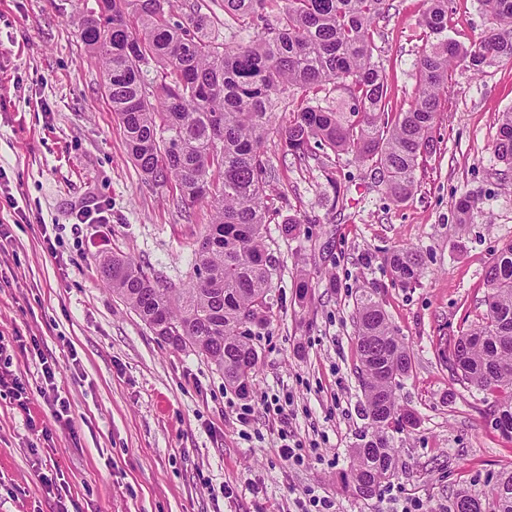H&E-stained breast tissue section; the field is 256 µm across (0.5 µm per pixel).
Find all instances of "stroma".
<instances>
[{
    "label": "stroma",
    "mask_w": 512,
    "mask_h": 512,
    "mask_svg": "<svg viewBox=\"0 0 512 512\" xmlns=\"http://www.w3.org/2000/svg\"><path fill=\"white\" fill-rule=\"evenodd\" d=\"M391 3L375 54L389 106L401 112L417 93L428 2ZM93 5L0 0V224L10 233L0 246V366L25 375L30 398L24 411L0 392V512H296L307 490L329 497L335 512H400L410 498L422 512H451L458 491H489L512 469V438L487 424L489 402L458 384L440 352L481 321L486 270L512 241V169L493 153L498 115L512 109V62L453 73L437 149L400 204L345 154L332 164L344 190L334 200L319 160L284 156L278 136H268L276 198L266 236L278 271L244 396L214 364L155 336L101 276V257L117 253L186 287L212 211L204 201L177 205L174 185L148 183L128 155L103 69L75 23ZM489 26L480 0H448L449 38L467 45ZM465 195L477 206L463 230L455 211ZM99 208L111 224L105 244L99 225L76 221L78 210ZM292 215L302 222L283 236ZM42 224L56 258L42 250ZM399 247L424 256L416 286L391 281L384 258ZM303 272L312 290L301 304L293 285ZM367 288L378 289L414 356L396 397L416 423L395 435L394 476L364 499L340 475L365 426L352 313ZM18 334L38 336L52 358L73 431L54 426L41 366L20 352ZM287 395L282 423L264 404ZM245 403L253 411L244 420ZM32 420L49 435L32 431ZM283 429L302 443L303 464L274 455Z\"/></svg>",
    "instance_id": "stroma-1"
}]
</instances>
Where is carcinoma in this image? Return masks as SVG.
I'll list each match as a JSON object with an SVG mask.
<instances>
[{
	"label": "carcinoma",
	"mask_w": 512,
	"mask_h": 512,
	"mask_svg": "<svg viewBox=\"0 0 512 512\" xmlns=\"http://www.w3.org/2000/svg\"><path fill=\"white\" fill-rule=\"evenodd\" d=\"M273 2L224 0V14L253 30L248 41L232 45L207 34L208 22L193 4L183 21L170 22L171 0H112L110 16L94 18L89 10L79 18L85 46L112 79V112L137 167L157 185L174 183L178 202L206 198L212 209L194 251L190 287L160 286L118 255L104 260V278L150 331L214 363L243 395L259 359L252 327L272 309L276 272L265 244L268 135L277 132L284 153L300 163L319 150L349 154L374 167L387 196L402 202L414 193L420 161L436 150L441 95L454 67L462 62L480 76L494 61H512V0H481L493 27L469 46L448 37V0H429L422 25L432 42L416 60L418 95L407 110L390 112L372 30L390 0H284L270 23ZM324 85L348 96L349 111L308 99ZM287 90L302 101L276 130V99ZM494 154L512 168V111L500 116ZM474 208L471 197L460 199L456 223H470ZM385 263L404 287L417 284L423 271L415 248L396 249ZM485 284L482 322L456 338L446 360L463 386L495 397L487 422L512 432V241L495 254ZM354 322L368 423L342 482L368 498L395 473L394 433L415 421L395 398L413 358L376 291L356 300ZM467 503L475 512H512V470L500 473L488 494L459 491L453 507Z\"/></svg>",
	"instance_id": "1"
}]
</instances>
